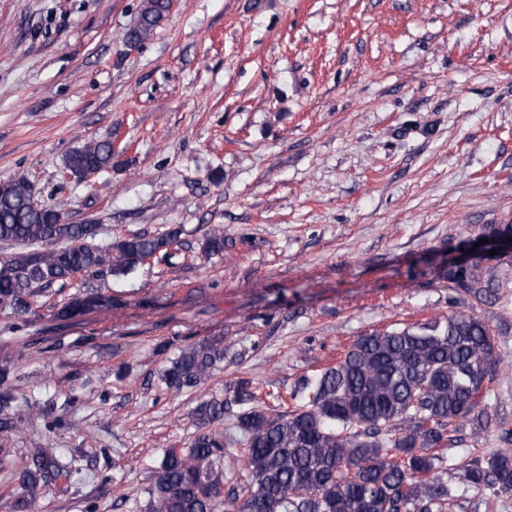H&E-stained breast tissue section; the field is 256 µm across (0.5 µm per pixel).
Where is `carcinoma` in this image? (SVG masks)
<instances>
[{"instance_id":"obj_1","label":"carcinoma","mask_w":512,"mask_h":512,"mask_svg":"<svg viewBox=\"0 0 512 512\" xmlns=\"http://www.w3.org/2000/svg\"><path fill=\"white\" fill-rule=\"evenodd\" d=\"M171 0H146L124 40H147L168 14ZM112 168L109 141L87 143L64 160V170ZM33 186L10 179L0 188V242L22 249L0 257V307L30 311L40 290L77 275L107 269L125 275L147 259L172 257L180 230L162 236L136 233L104 247L94 242L92 224H65L60 213L32 203ZM210 254L224 252V229H212L203 243ZM454 287L484 301L494 279L476 265L448 274ZM112 303L89 293L73 298L58 315L75 320ZM224 360L219 340L184 348L165 369L176 389L199 385ZM499 363L490 327L472 313L454 312L419 327L374 332L358 339L334 366L305 378L290 398L303 396L292 411H276L279 393L262 396L249 380L233 387L239 437L213 426L224 421V400L199 403L192 417L200 432L186 449L165 451L160 470L146 489L147 512H446L453 498L445 458L434 453L453 443L448 426L485 401ZM241 446L236 478L217 471L224 450ZM15 474L24 508L42 496L49 480L78 472L75 459L37 454ZM466 486L512 492V448L460 464Z\"/></svg>"}]
</instances>
